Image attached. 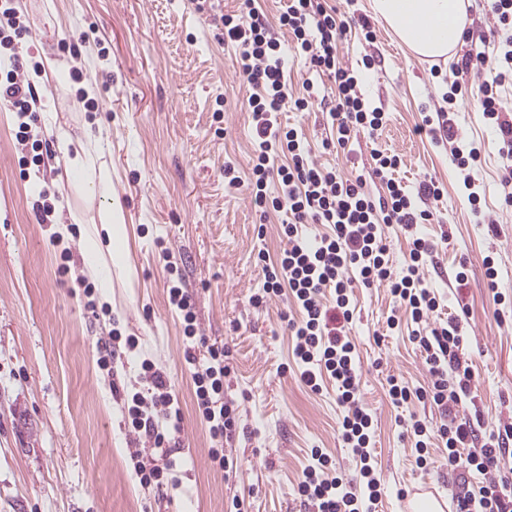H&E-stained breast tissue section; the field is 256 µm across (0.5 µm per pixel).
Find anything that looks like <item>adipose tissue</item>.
I'll return each mask as SVG.
<instances>
[{
  "mask_svg": "<svg viewBox=\"0 0 512 512\" xmlns=\"http://www.w3.org/2000/svg\"><path fill=\"white\" fill-rule=\"evenodd\" d=\"M469 0H371L373 13L382 19L397 38L415 55L423 58L447 57L457 47L467 21ZM63 153L67 169L79 175L96 171L99 186H107L109 173L99 166L103 154L100 138L66 141ZM101 233L83 243L84 274L97 281L102 293L101 301H108V288L112 286L110 272L100 260L102 249H109L113 264L124 266L128 256L123 248L126 225L122 208L114 201L103 202L99 208Z\"/></svg>",
  "mask_w": 512,
  "mask_h": 512,
  "instance_id": "1",
  "label": "adipose tissue"
}]
</instances>
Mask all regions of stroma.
<instances>
[{
	"label": "stroma",
	"instance_id": "obj_1",
	"mask_svg": "<svg viewBox=\"0 0 512 512\" xmlns=\"http://www.w3.org/2000/svg\"><path fill=\"white\" fill-rule=\"evenodd\" d=\"M370 2L328 0L345 23L336 44L341 64L358 70L364 58L374 62L361 92L387 112L385 127L372 138L357 134L346 148L323 149L334 132L322 109L334 101L336 85L289 47L284 58L293 96L310 81L319 101L308 112L285 110L281 121L302 133L316 165L345 177L371 174L377 147L400 156L396 177L407 188L429 177L442 186L436 220L417 227L436 245L425 280L442 299L440 319L467 317L462 353L474 380L466 407L479 411L487 432L512 424V319L493 315L512 309V206L504 202L497 134L472 100L459 102L458 138L484 147L474 176L492 220L487 226L475 221L450 148L417 132L424 111L443 108L455 60L468 43L441 62L440 75H431V60L416 58ZM14 6L30 25L24 53L41 98L43 162L22 166L31 146L19 141L14 116L0 110V512H226L235 495L248 501L249 512H305L297 485L311 449H325L348 476L357 462L338 439L342 410L333 383L314 393L298 378L286 297L258 307L251 302L264 284L258 252L274 258L285 246L284 216L260 217L245 188L254 144L246 110L252 88L238 74L235 47L217 37L221 15L237 10L239 0H217L208 13L198 11L196 0H15ZM363 18L374 40H365ZM48 59L56 63L52 80L39 71ZM84 91L95 108L78 105ZM88 133L107 146L103 162L125 216L134 271L130 281L113 271L105 310L87 308L82 288V242L99 203L78 181L67 197L58 192L61 139ZM229 162L240 187L224 180ZM41 186L46 196L38 195ZM45 204L54 209L48 224L40 220ZM165 248L175 269L161 257ZM488 257L498 270V305L487 287ZM174 271L195 294L198 334L231 350L224 395L238 402L242 431L225 446L239 462L229 477L208 459L212 442L196 411L182 319L167 300ZM351 300L348 329L381 476L377 512H403V492L423 484L437 499H449L452 478L442 452L418 467L406 431L414 417L438 422V411L417 403L397 407L386 394L391 375L413 389L429 380L412 340L414 325L405 319L388 328L386 287L353 289ZM115 330L137 337L164 368L181 407L178 485L163 496L133 477V438L123 398L112 392L115 380L134 389L135 361L110 372L99 363L96 341Z\"/></svg>",
	"mask_w": 512,
	"mask_h": 512
}]
</instances>
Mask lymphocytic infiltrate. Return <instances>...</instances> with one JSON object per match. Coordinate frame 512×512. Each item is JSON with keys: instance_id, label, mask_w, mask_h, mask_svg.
<instances>
[{"instance_id": "obj_1", "label": "lymphocytic infiltrate", "mask_w": 512, "mask_h": 512, "mask_svg": "<svg viewBox=\"0 0 512 512\" xmlns=\"http://www.w3.org/2000/svg\"><path fill=\"white\" fill-rule=\"evenodd\" d=\"M224 40L238 50V70L252 87L248 105L254 129L252 177L248 188L261 214L285 213L281 235L286 242L276 261L264 263V288L254 295V305L288 292L296 310L288 329L295 339L294 356L299 380L312 392L324 382H333L337 401L343 409L339 432L344 448L359 463L355 478L337 474L331 456L322 449L310 452L311 462L303 472L297 494L308 512H372L380 498V477L373 465V418L362 403V367L356 345L345 325L353 317L349 292L352 286H386L393 298L388 327L398 326L402 315L418 324L414 333L426 366L427 386L410 390L392 377L387 393L393 405L411 402L436 407L440 423L428 426L413 419L409 432L415 440L417 464H426L431 441H438L448 456L453 476L452 501L455 512H512V479L501 473V465L512 450V425L478 437V416L467 414L474 371L461 355L464 334L460 321L432 322L440 302L425 282V266L432 245L421 237L410 241L409 255L401 271H393L389 247L382 234L388 224L405 228L422 224L433 217L431 210L420 208L423 200L441 195L434 181L422 182L417 193H409L394 173L401 164L397 154L373 150V173L385 186L384 195H374L363 178L348 179L335 169L315 165L307 144L297 129L282 126L279 114L290 108L307 111L313 84H306L300 97L288 94L282 58V44L276 34L284 28L291 46L306 57L316 72L329 75L336 83L337 95L328 114L336 129V143L345 146L353 134L376 135L385 126L387 114L372 106L359 90L358 72L343 67L336 57V39L342 30L336 12L326 0H288L279 16L278 27H271L253 7L242 0L237 11L223 15ZM28 32L8 0H0V56L12 64L0 78V107L16 114L21 141L32 139L37 120L39 97L32 84L21 80L24 70L20 54ZM456 81L444 100L456 108L459 98L476 94L483 116L499 130V151L511 165L503 179L512 201V105L505 102L499 89L512 81V36L506 38L498 54L488 57L479 48H471L457 64ZM434 143H451L468 191L475 217H482L480 194L473 170L481 162L479 148L458 141L445 112L425 117ZM277 182L276 194H268L269 182ZM324 224L328 234L307 242L303 227ZM334 289V306L323 301L325 289ZM170 305L184 321V336L190 346L185 359L192 365L197 411L207 423L213 441L208 451L213 468L232 472L234 460L224 452V443L236 431L238 407L224 397V379L231 368L224 346L208 343L196 328L192 295L176 283L167 288ZM205 349L204 360H197L193 349ZM140 391L124 406L125 426L136 441L150 443L155 462L144 463L141 451L130 454L134 474L141 486L164 490L174 485L177 466V434L182 430V413L173 395L165 370L153 360L140 366Z\"/></svg>"}]
</instances>
